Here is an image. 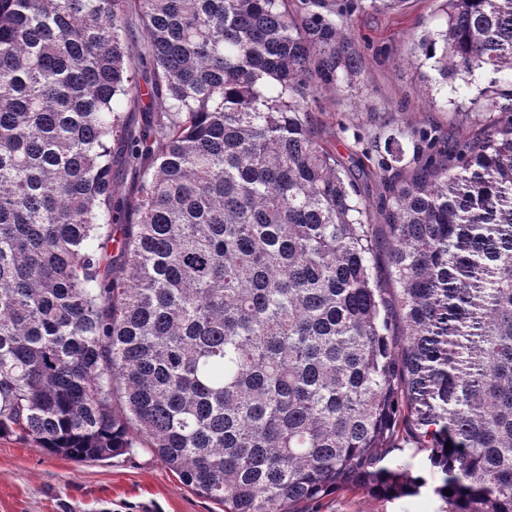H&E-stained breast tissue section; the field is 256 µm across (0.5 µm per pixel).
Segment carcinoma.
Instances as JSON below:
<instances>
[{
    "mask_svg": "<svg viewBox=\"0 0 512 512\" xmlns=\"http://www.w3.org/2000/svg\"><path fill=\"white\" fill-rule=\"evenodd\" d=\"M437 2L418 59L486 74L484 123L389 138L371 224L313 110L363 68L326 0H0V436L140 443L223 512L416 494L403 440L448 512H512V0ZM156 110L157 105L152 104L147 95H142L128 102L124 111L127 113L131 124L139 128L150 120V112H155ZM138 179L137 175L131 170L120 168L112 169V186L118 191L119 196L132 207L136 203L138 196Z\"/></svg>",
    "mask_w": 512,
    "mask_h": 512,
    "instance_id": "carcinoma-1",
    "label": "carcinoma"
}]
</instances>
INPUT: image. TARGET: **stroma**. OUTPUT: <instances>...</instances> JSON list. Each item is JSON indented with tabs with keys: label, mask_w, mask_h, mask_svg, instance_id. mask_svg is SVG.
I'll return each instance as SVG.
<instances>
[{
	"label": "stroma",
	"mask_w": 512,
	"mask_h": 512,
	"mask_svg": "<svg viewBox=\"0 0 512 512\" xmlns=\"http://www.w3.org/2000/svg\"><path fill=\"white\" fill-rule=\"evenodd\" d=\"M346 12L363 73L353 90L320 97L316 110L321 135L346 165L374 140L398 126L478 127L479 108L454 103L447 85L433 86L429 101L417 99L423 73L411 66L413 38L437 29L436 0H404L391 11L366 9L362 0H335ZM431 488L419 495L383 498L366 492L336 493L316 504V512H445ZM0 512H222L200 496L155 456L132 448L110 459L77 463L47 454L16 435L0 437Z\"/></svg>",
	"instance_id": "35a3bbf8"
}]
</instances>
